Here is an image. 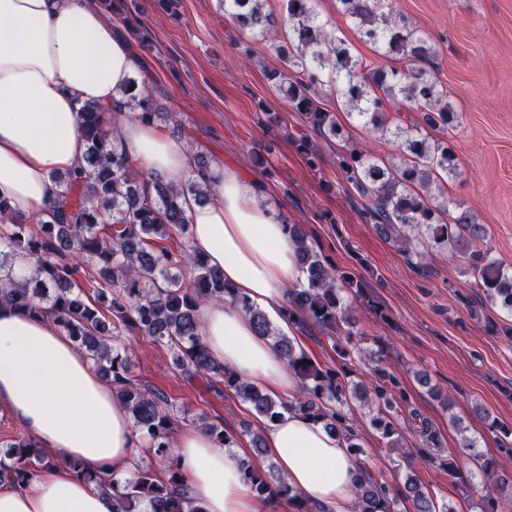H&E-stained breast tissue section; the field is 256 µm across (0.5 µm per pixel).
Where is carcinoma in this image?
Listing matches in <instances>:
<instances>
[{"label":"carcinoma","mask_w":512,"mask_h":512,"mask_svg":"<svg viewBox=\"0 0 512 512\" xmlns=\"http://www.w3.org/2000/svg\"><path fill=\"white\" fill-rule=\"evenodd\" d=\"M338 11L388 59L405 61L400 70L370 69L351 55L345 42L328 35L317 23L313 0H287V28L279 32L264 0H224V14L250 36L271 43L288 61V70L267 75L274 89L301 112L311 130L327 137L341 136L342 129L318 98L323 70H329L347 114L384 132L386 102L397 101L419 113V122L395 127L400 139V160L385 162L368 151L351 150L340 157L346 180L368 198L366 222L385 236L408 242L417 230L436 248L448 246L466 256L464 274L470 276L485 300L512 313V273L477 246L485 228L470 211L450 212L437 204L426 188L431 177L453 179L458 175L455 153L439 140L430 141L426 128L445 130L456 118L447 92L430 63L432 47L426 33L402 24L386 10L389 0H337ZM131 107L137 118L152 122L156 116L152 94L134 79L124 87L112 109ZM80 125L87 150L83 163L72 172L53 176L56 198L34 224L11 212L0 200V221L8 227L0 233V271L11 269V260L23 253L36 262V271L23 283L0 277V303L28 313L46 312L72 337L78 349L93 360L112 383L115 396L129 408L136 428L151 439L157 468H139L130 479L107 482L76 461L71 470L84 480L112 490L113 512H205L194 502L184 484L173 448L175 419L168 396L146 387L128 373L127 358L115 341L123 336L149 337L165 344L182 374L224 385L249 405L264 426L284 414L297 411L321 422L345 438L358 451L353 419L354 399L376 407L370 424L397 447L401 428L391 418L397 398H405L398 379L381 366L379 355H369V382L351 380V351L364 353L362 340H353L342 291L355 295L363 284L355 274L341 271L309 241L302 224H283L295 245L302 281L289 292L288 313L299 329L317 330L326 337H346V346L334 345L340 361L324 366L296 347L267 315L224 283V273L194 255L189 234L187 201L203 202L208 189L203 182L214 159L193 155L194 168L187 180L173 184L159 176H132L131 158L115 145L117 133L95 106L80 108ZM230 299L250 318L257 335L270 340L299 383L298 395L289 401L271 397L263 389L242 381L231 369L210 356L199 333L197 312L206 301ZM216 446L234 447V435L224 424L205 416L189 419ZM0 483L20 485L55 464V455L21 435L0 445ZM246 478L258 502L287 499L293 512H313V505L281 476L277 467L265 469L246 460ZM405 498L414 512H437L430 492L416 475L404 483ZM389 488L365 473L355 490V512H393Z\"/></svg>","instance_id":"1"}]
</instances>
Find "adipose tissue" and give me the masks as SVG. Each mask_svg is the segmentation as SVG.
<instances>
[{
	"mask_svg": "<svg viewBox=\"0 0 512 512\" xmlns=\"http://www.w3.org/2000/svg\"><path fill=\"white\" fill-rule=\"evenodd\" d=\"M138 61L99 0H0V199L13 213L41 216L56 194L54 174L75 170L86 143L78 108L111 110ZM118 138L147 171L177 183L191 169L186 143L139 120L118 123ZM210 200L191 205L190 247L226 283L285 331L288 289L300 277L281 218L234 171L214 167ZM213 358L272 396L298 391L268 340L234 303L209 301L198 312ZM59 455L57 466L18 487L0 486V512H112V498L85 483L69 462L114 477L133 467L148 441L94 362L45 314L0 305V414ZM269 455L289 484L328 512H355L361 472L342 437L290 413L266 432ZM175 453L190 497L206 512H258L245 480L244 451L216 447L203 431H181Z\"/></svg>",
	"mask_w": 512,
	"mask_h": 512,
	"instance_id": "1",
	"label": "adipose tissue"
}]
</instances>
